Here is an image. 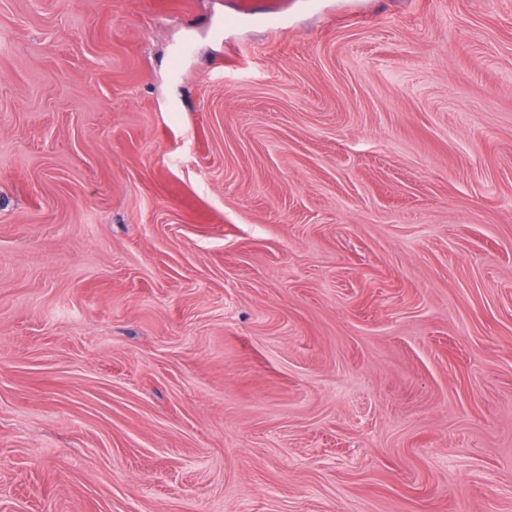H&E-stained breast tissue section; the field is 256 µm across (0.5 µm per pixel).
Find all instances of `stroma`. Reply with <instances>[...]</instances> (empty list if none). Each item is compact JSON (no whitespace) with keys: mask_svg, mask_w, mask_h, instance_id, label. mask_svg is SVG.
I'll return each instance as SVG.
<instances>
[{"mask_svg":"<svg viewBox=\"0 0 512 512\" xmlns=\"http://www.w3.org/2000/svg\"><path fill=\"white\" fill-rule=\"evenodd\" d=\"M0 0V512H512V0Z\"/></svg>","mask_w":512,"mask_h":512,"instance_id":"35a3bbf8","label":"stroma"}]
</instances>
